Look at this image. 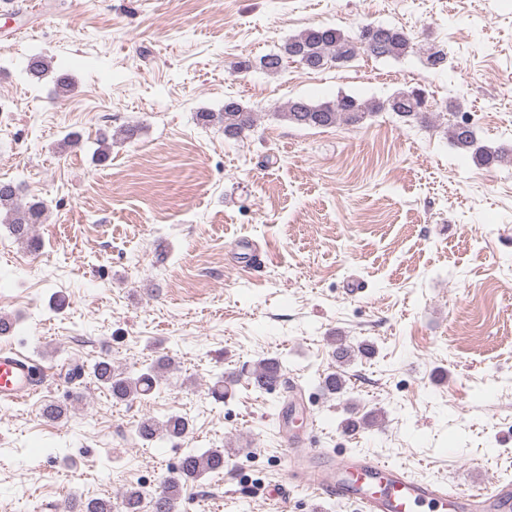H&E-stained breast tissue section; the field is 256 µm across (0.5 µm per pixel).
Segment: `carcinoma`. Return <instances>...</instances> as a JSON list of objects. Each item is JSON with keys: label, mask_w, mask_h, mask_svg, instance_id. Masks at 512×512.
I'll return each instance as SVG.
<instances>
[{"label": "carcinoma", "mask_w": 512, "mask_h": 512, "mask_svg": "<svg viewBox=\"0 0 512 512\" xmlns=\"http://www.w3.org/2000/svg\"><path fill=\"white\" fill-rule=\"evenodd\" d=\"M368 46L358 47L354 38L339 30L321 26L310 28L291 36L277 53L267 54L257 61L250 59L235 63L234 70L241 73L259 68L271 74L279 73L287 61H292L305 70L318 71L327 65L345 67L359 54L364 53L376 59H399L412 49L408 35L399 29L367 24L363 28ZM395 113L402 120L425 121L427 100L419 90H403L394 93L382 102H364L354 96L344 95L333 103L315 104L299 98L290 99L278 113L292 125L310 128L329 127L339 121L358 124L366 117L382 111ZM256 113L241 103L230 100L221 112H199L197 119L204 125H220L224 135L238 136L255 125ZM448 140L457 149L470 154L479 166L493 167L512 156L504 147H488L479 143L474 126L457 113H449L447 124ZM47 207L43 200L34 196L25 204L18 203V186L13 182H0V212L10 235L30 250L42 248V241L34 233L35 225L42 223ZM168 359L160 358L137 373L118 372L112 362L102 359L91 368L92 376L117 401L143 399L159 390L162 377L170 367ZM284 366L277 358L259 359L249 372V380L260 391H269L282 380ZM318 387L330 395L343 394L346 380L342 375L331 373L319 378ZM190 423L184 416L172 414L163 422L152 416L141 419L137 432L141 439L152 441L156 438L176 440L185 438ZM224 468V449L209 448L192 450L185 454L179 467L166 477L161 492L154 503L155 512H176L178 501L185 485L208 472ZM141 496L136 490H127L121 495L123 512H140ZM68 512H114V505L106 499L92 498L87 501L70 500Z\"/></svg>", "instance_id": "cac0c4a2"}]
</instances>
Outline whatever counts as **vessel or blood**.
Here are the masks:
<instances>
[{"label": "vessel or blood", "mask_w": 512, "mask_h": 512, "mask_svg": "<svg viewBox=\"0 0 512 512\" xmlns=\"http://www.w3.org/2000/svg\"><path fill=\"white\" fill-rule=\"evenodd\" d=\"M38 369L14 349H0V401L33 393ZM294 462L292 482H313L316 497L348 500L363 512H512V484L495 481L473 491L450 493L413 478L403 467L371 455L342 454L321 447L317 436L290 435L281 442Z\"/></svg>", "instance_id": "1"}]
</instances>
